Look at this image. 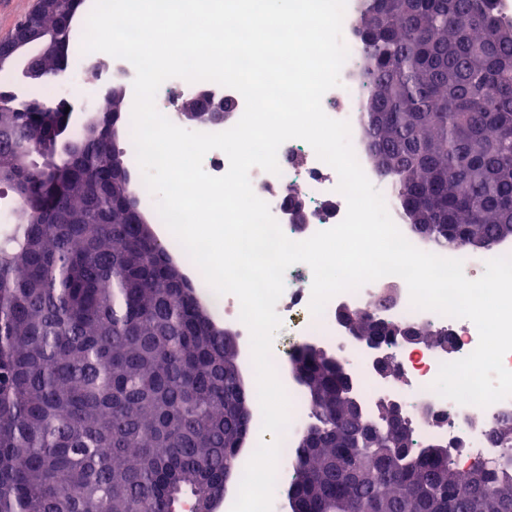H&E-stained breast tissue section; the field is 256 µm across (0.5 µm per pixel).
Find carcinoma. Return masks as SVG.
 <instances>
[{"label": "carcinoma", "instance_id": "1", "mask_svg": "<svg viewBox=\"0 0 512 512\" xmlns=\"http://www.w3.org/2000/svg\"><path fill=\"white\" fill-rule=\"evenodd\" d=\"M356 19L372 89L366 134L411 227L448 249L512 240V22L494 0H372ZM81 0H55L30 46ZM0 85V512H176L224 494L252 425L236 338L149 224L114 134H68ZM381 343L404 326L367 310ZM293 364L318 418L297 442L288 492L306 512H512V464L468 468L447 446L415 447L386 407L351 411L343 367L297 344ZM512 448V418L489 431Z\"/></svg>", "mask_w": 512, "mask_h": 512}]
</instances>
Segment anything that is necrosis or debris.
I'll use <instances>...</instances> for the list:
<instances>
[{"label": "necrosis or debris", "instance_id": "obj_1", "mask_svg": "<svg viewBox=\"0 0 512 512\" xmlns=\"http://www.w3.org/2000/svg\"><path fill=\"white\" fill-rule=\"evenodd\" d=\"M369 0H347L342 23V39L349 55L340 72L341 84L327 91L322 99L325 113L336 120L350 124V143L355 156L372 185L382 194L388 213L404 237L420 250L452 257L453 252L438 245L435 240L414 233L406 224L395 186L383 178L375 168L369 142L365 135V103L369 89L359 69L364 48L355 30V20L364 11ZM279 173L273 174L253 168L249 173L255 194L264 200L284 234L291 240L303 241L319 231L340 223L346 215L347 202L338 192L337 172L320 160L304 140L284 142L277 153ZM296 188L304 197L311 215L307 224L297 227L290 219L286 203L287 188ZM293 272L300 274L302 287L285 289L276 304L279 316H295L300 320L298 332L301 343L328 350L349 369L359 382V396L367 417H374L379 404L393 398L410 402L408 418L418 439L433 438L448 445L463 444L465 450L490 462H498L507 455L487 436L497 421L512 418V397L488 407L462 405L441 397L432 388L441 364L459 360L478 345L479 333L473 322L452 318L428 310L413 308L409 291L403 279L389 275L367 283L354 291L332 297L321 316H314L309 308L312 271L303 263L294 264ZM395 287L396 296L380 313L382 319L411 326L426 325L447 333L448 348H429L413 343L386 348L396 376L387 379L372 367L375 350L352 339L336 318L341 307L362 309L378 302L386 287ZM203 298L209 301L225 329L232 332L242 344H249L250 332L240 321V302L235 295H218L209 286H202ZM285 390L290 401V420L282 436L277 470L285 472L291 459L292 447L314 423L313 412L307 404L303 387L296 379H289Z\"/></svg>", "mask_w": 512, "mask_h": 512}]
</instances>
